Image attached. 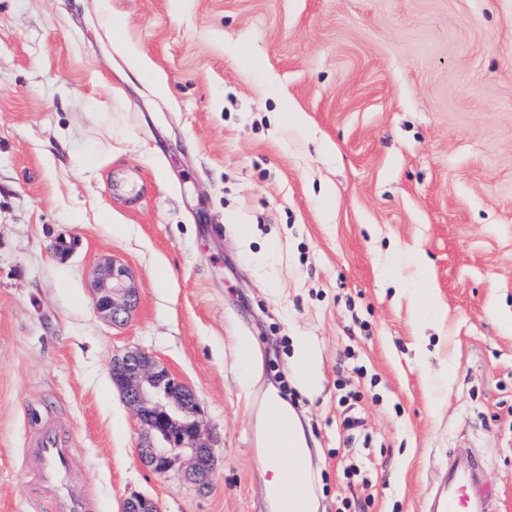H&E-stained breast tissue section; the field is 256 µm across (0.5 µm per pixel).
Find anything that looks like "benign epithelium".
Segmentation results:
<instances>
[{
	"instance_id": "7a95c632",
	"label": "benign epithelium",
	"mask_w": 512,
	"mask_h": 512,
	"mask_svg": "<svg viewBox=\"0 0 512 512\" xmlns=\"http://www.w3.org/2000/svg\"><path fill=\"white\" fill-rule=\"evenodd\" d=\"M137 301V290L125 265L112 260L99 269L94 281V307L101 318L121 324L127 321ZM111 374L113 386L133 409L141 426L140 461L153 472L164 474L176 457L186 453L190 461L184 479L206 489L213 470V453L210 440L196 421L197 395L143 350L113 357ZM123 512H158V507L150 498L132 496L124 502Z\"/></svg>"
}]
</instances>
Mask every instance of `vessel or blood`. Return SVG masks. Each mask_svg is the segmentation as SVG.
Segmentation results:
<instances>
[{
    "label": "vessel or blood",
    "mask_w": 512,
    "mask_h": 512,
    "mask_svg": "<svg viewBox=\"0 0 512 512\" xmlns=\"http://www.w3.org/2000/svg\"><path fill=\"white\" fill-rule=\"evenodd\" d=\"M28 460L38 475L39 497L52 498L57 512H88V496L73 489L67 477L75 467V455L67 446V434L54 421L44 422L32 436ZM477 456L465 463H449L446 481L436 493L431 512H493V494L482 479ZM311 480L304 465H296L274 495L279 512H297L296 501L308 498Z\"/></svg>",
    "instance_id": "b4317fda"
}]
</instances>
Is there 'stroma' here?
Masks as SVG:
<instances>
[{
    "instance_id": "1",
    "label": "stroma",
    "mask_w": 512,
    "mask_h": 512,
    "mask_svg": "<svg viewBox=\"0 0 512 512\" xmlns=\"http://www.w3.org/2000/svg\"><path fill=\"white\" fill-rule=\"evenodd\" d=\"M178 3L0 0V512H54L23 456L57 416L93 512H277L274 399L317 512H428L455 449L512 512V0ZM412 252L443 326L398 294ZM112 259L139 294L118 326ZM136 348L196 392L210 490L139 462L110 375ZM125 265L112 259L102 266L94 281V307L112 325L127 321L137 305V290ZM295 368L303 376L304 382L309 388L316 386L318 382L316 358L312 346L307 341H303L300 345L295 359Z\"/></svg>"
}]
</instances>
